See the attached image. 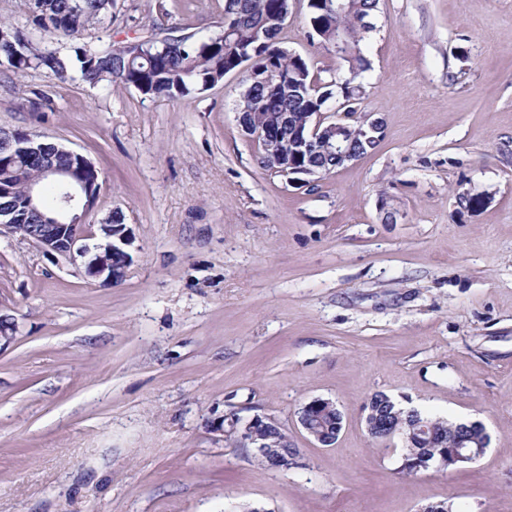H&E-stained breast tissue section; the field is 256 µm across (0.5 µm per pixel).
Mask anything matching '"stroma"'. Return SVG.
Returning a JSON list of instances; mask_svg holds the SVG:
<instances>
[{
	"instance_id": "35a3bbf8",
	"label": "stroma",
	"mask_w": 512,
	"mask_h": 512,
	"mask_svg": "<svg viewBox=\"0 0 512 512\" xmlns=\"http://www.w3.org/2000/svg\"><path fill=\"white\" fill-rule=\"evenodd\" d=\"M307 0L283 32L315 69ZM224 0H115L61 49L153 24L215 33ZM362 108L379 146L291 187L255 161L243 76L181 101L0 65V128L36 129L100 169L87 223L119 209L126 279L0 232V512H512V0H380ZM490 444L402 475L401 438L366 427L375 393ZM315 398L343 428L315 445ZM278 420L298 455L268 469L225 414ZM331 408L336 409V404L329 399L315 398L306 403L298 416V423L304 432L314 440L315 443L322 447H328L321 434L317 433L311 426V420L317 416L318 413L329 410Z\"/></svg>"
}]
</instances>
